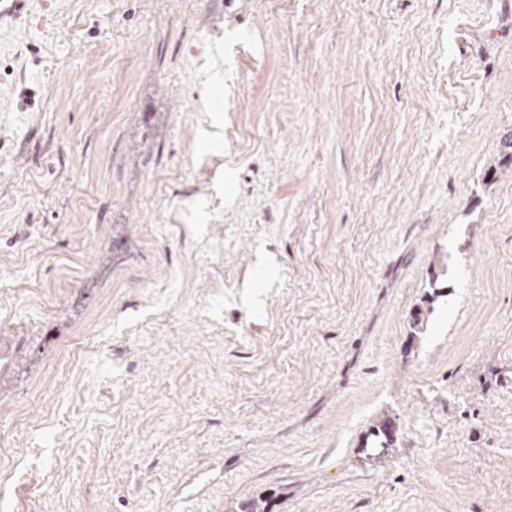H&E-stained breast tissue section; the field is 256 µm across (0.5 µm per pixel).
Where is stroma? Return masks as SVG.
<instances>
[{
	"label": "stroma",
	"mask_w": 512,
	"mask_h": 512,
	"mask_svg": "<svg viewBox=\"0 0 512 512\" xmlns=\"http://www.w3.org/2000/svg\"><path fill=\"white\" fill-rule=\"evenodd\" d=\"M509 136L512 0H28L0 512H512Z\"/></svg>",
	"instance_id": "stroma-1"
}]
</instances>
